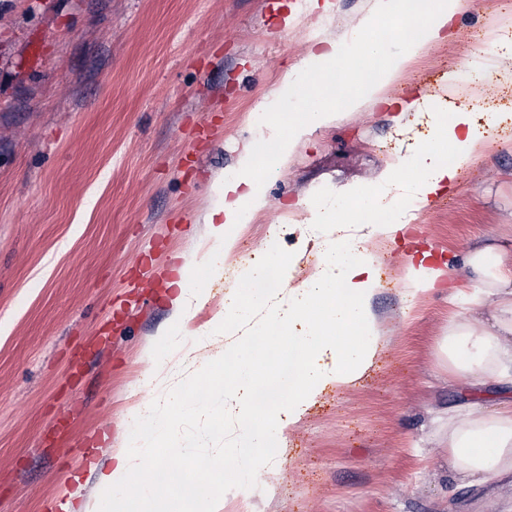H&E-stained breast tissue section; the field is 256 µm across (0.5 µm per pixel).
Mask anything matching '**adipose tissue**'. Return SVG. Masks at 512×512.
<instances>
[{
  "instance_id": "ef3b65f1",
  "label": "adipose tissue",
  "mask_w": 512,
  "mask_h": 512,
  "mask_svg": "<svg viewBox=\"0 0 512 512\" xmlns=\"http://www.w3.org/2000/svg\"><path fill=\"white\" fill-rule=\"evenodd\" d=\"M464 6V0H375L374 19L411 21L403 36L406 49L394 57L368 37L364 26L357 29L351 45L318 42L311 53L318 67L311 78L297 85L302 111L281 110L276 115L274 153L247 150L239 175L213 184L218 201L206 217L213 250L219 254L231 250L229 225L245 223L251 212L264 206L257 179L272 166L273 156H287L299 139L323 125L332 113L354 110L370 100L384 102L385 90L406 68L413 50L446 39ZM483 147L471 112L459 107L450 118H437L430 148L408 145V168L388 176L379 185L377 197L362 204L342 197L329 208L314 209V223L332 225L338 241L330 249L320 278L306 288H265L261 282L267 269L246 272L223 312L208 324V335L230 337L231 352L212 360L204 399H197L182 381H174L145 406L147 417L163 414L176 404L194 406L197 416L212 421L222 420L227 412L237 415L245 424L244 463L268 465L267 449L282 447L285 441L283 427L270 425L272 407L284 404L289 415H296L320 386L340 387L360 378L379 352L369 311L376 287L374 260L352 257L341 249L350 227H358L364 236L380 233L392 241L406 235L408 224L402 216L384 210L382 197L406 194L414 204L424 206L431 195L453 185ZM464 265L475 281L472 303L480 305L490 298L495 309L486 326L449 321L448 362L462 374L510 377L512 248L505 244L472 248ZM260 314L288 339L287 372L265 380L248 374L239 359L240 352L252 346L250 337L239 328ZM298 321L307 322L306 332H293ZM146 438L148 447L121 449L112 467L101 472V482L124 485L146 473L165 475L178 485L177 498L157 496L147 505L127 496L77 506L65 501L60 505L62 512H187V504L203 500L199 473L175 468L164 460L168 450L193 458L192 446L172 442L170 431L162 428H150ZM448 453L453 470L464 478L512 471V408L491 414L472 407L464 416L449 419Z\"/></svg>"
}]
</instances>
